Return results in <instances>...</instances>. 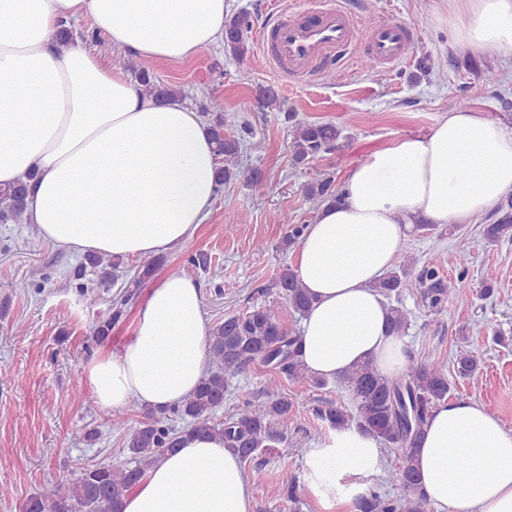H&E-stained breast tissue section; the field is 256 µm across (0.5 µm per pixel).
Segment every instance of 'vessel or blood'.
I'll use <instances>...</instances> for the list:
<instances>
[{
  "mask_svg": "<svg viewBox=\"0 0 512 512\" xmlns=\"http://www.w3.org/2000/svg\"><path fill=\"white\" fill-rule=\"evenodd\" d=\"M409 30L400 20L374 26L368 54L378 63L401 60ZM357 40L351 16L339 0H293L263 34L262 53L279 77L294 81L318 75L328 63L342 60Z\"/></svg>",
  "mask_w": 512,
  "mask_h": 512,
  "instance_id": "vessel-or-blood-1",
  "label": "vessel or blood"
}]
</instances>
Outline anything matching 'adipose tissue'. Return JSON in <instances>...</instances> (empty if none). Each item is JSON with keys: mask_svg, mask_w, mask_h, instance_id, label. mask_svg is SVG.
I'll return each instance as SVG.
<instances>
[{"mask_svg": "<svg viewBox=\"0 0 512 512\" xmlns=\"http://www.w3.org/2000/svg\"><path fill=\"white\" fill-rule=\"evenodd\" d=\"M229 13L227 0H0V186L37 173L27 210L38 237L71 251L158 256L195 237L216 197L208 120L180 97L156 103L81 42L59 45L60 21L174 65L223 45ZM443 19L454 47L512 54V0H448ZM341 193L320 207L293 256L314 300L302 360L310 375L330 380L369 360L395 375L406 350L386 332L376 284L412 225L470 224L512 196V124L449 110L426 134L398 137L351 167ZM201 307L193 277H157L121 351L83 367L98 405L120 409L134 399L158 410L192 393L208 368ZM319 457L309 487L328 508L337 478L383 466L378 441L353 428ZM416 465L437 512H512V432L483 406H438ZM121 510L253 512V495L222 438L185 434Z\"/></svg>", "mask_w": 512, "mask_h": 512, "instance_id": "ef3b65f1", "label": "adipose tissue"}]
</instances>
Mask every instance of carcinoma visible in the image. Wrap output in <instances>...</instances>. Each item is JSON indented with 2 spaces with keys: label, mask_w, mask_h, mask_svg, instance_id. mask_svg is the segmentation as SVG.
<instances>
[{
  "label": "carcinoma",
  "mask_w": 512,
  "mask_h": 512,
  "mask_svg": "<svg viewBox=\"0 0 512 512\" xmlns=\"http://www.w3.org/2000/svg\"><path fill=\"white\" fill-rule=\"evenodd\" d=\"M229 36L224 40L225 49L238 58L249 52V42L244 31L246 20L232 17L227 24ZM142 90L165 100L182 93L178 85L165 84L157 78L151 62L143 61L136 71ZM211 135L219 157L217 190L240 177L261 192L265 185L255 171L246 172L237 165L239 141L225 135L224 121H211ZM341 130L333 123L296 121L293 131L292 157L296 164H303L318 154L335 147ZM305 196L320 207L328 200L339 197L334 179L325 177L308 184ZM26 188L18 183L0 189V222L24 224ZM482 238L488 244L512 241V198L499 209L498 217L483 224ZM119 262L110 256L89 252L80 264L78 275L91 268L103 281L110 280L112 269ZM160 261L144 264L129 284L137 288L150 280ZM413 258L400 254L379 280L376 288L386 297L402 295L413 287L410 279ZM418 286L424 288L429 305L441 311L458 303L457 290L447 287L438 270L424 268L418 276ZM283 299L290 309L301 316L308 314L312 299L301 286L297 274L285 268L265 289ZM410 325V312L401 305H390L387 320L388 333L405 334ZM210 370L199 386L182 403L151 415L139 426L125 434V448L130 458L121 465L106 463L84 464L71 473L65 482L47 484L27 499L23 512H120L122 499L135 487L161 455L179 447L178 431L169 423V417L187 423L186 429L202 436L217 434L224 439V447L237 452L242 462L260 448H270L281 441L273 423L287 418L295 401L284 394H270L268 399H246L224 422L216 423L213 413L223 406L227 391L226 375L240 373L262 363L291 382L303 380L322 387L323 379L310 376L299 358L300 334L288 328L282 319L278 303L271 301L256 305L242 314H235L216 323L207 336ZM480 362L470 352L458 354L454 371L461 378H472L479 371ZM341 388L354 400L356 413L347 415L334 401L319 410L322 420L333 428H346L355 421L357 429L375 437L384 447L400 454L401 464L393 474L397 494L390 496L377 491L361 497L356 508L359 512H427L428 500L420 487V477L414 465L418 436L432 411L448 401L451 391L447 373L431 368L407 356L401 373L389 376L372 362L349 370Z\"/></svg>",
  "instance_id": "carcinoma-1"
}]
</instances>
